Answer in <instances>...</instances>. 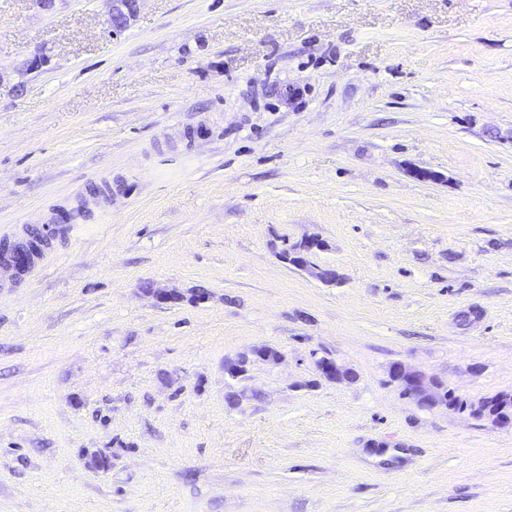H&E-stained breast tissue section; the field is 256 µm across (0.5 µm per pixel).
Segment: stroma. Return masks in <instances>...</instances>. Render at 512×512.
<instances>
[{
	"instance_id": "1",
	"label": "stroma",
	"mask_w": 512,
	"mask_h": 512,
	"mask_svg": "<svg viewBox=\"0 0 512 512\" xmlns=\"http://www.w3.org/2000/svg\"><path fill=\"white\" fill-rule=\"evenodd\" d=\"M110 9L0 0V512H512L389 377L512 393V0ZM139 0H113L110 12V23L113 30L121 31L127 25L128 19L137 10Z\"/></svg>"
}]
</instances>
